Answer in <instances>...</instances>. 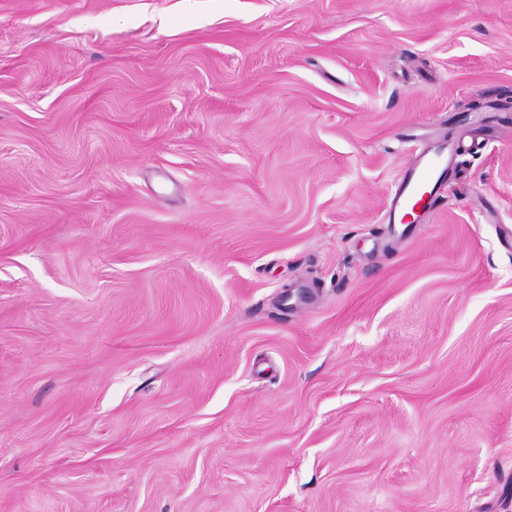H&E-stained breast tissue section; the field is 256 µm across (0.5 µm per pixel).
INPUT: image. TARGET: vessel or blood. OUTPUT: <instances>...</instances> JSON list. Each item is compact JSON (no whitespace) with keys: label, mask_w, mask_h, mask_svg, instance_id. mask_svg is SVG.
I'll return each mask as SVG.
<instances>
[{"label":"vessel or blood","mask_w":512,"mask_h":512,"mask_svg":"<svg viewBox=\"0 0 512 512\" xmlns=\"http://www.w3.org/2000/svg\"><path fill=\"white\" fill-rule=\"evenodd\" d=\"M453 161L445 147L427 146L412 157L403 176L389 199L391 221H403L410 208H433L434 190Z\"/></svg>","instance_id":"vessel-or-blood-1"}]
</instances>
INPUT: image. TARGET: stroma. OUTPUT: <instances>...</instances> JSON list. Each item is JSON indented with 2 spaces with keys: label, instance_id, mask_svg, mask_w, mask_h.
<instances>
[{
  "label": "stroma",
  "instance_id": "1",
  "mask_svg": "<svg viewBox=\"0 0 512 512\" xmlns=\"http://www.w3.org/2000/svg\"><path fill=\"white\" fill-rule=\"evenodd\" d=\"M508 126L512 0H0V512H512ZM446 149L447 155H446ZM457 147L427 146L412 157L403 176L389 199L390 224H404L411 207L433 208L437 183L451 167Z\"/></svg>",
  "mask_w": 512,
  "mask_h": 512
}]
</instances>
